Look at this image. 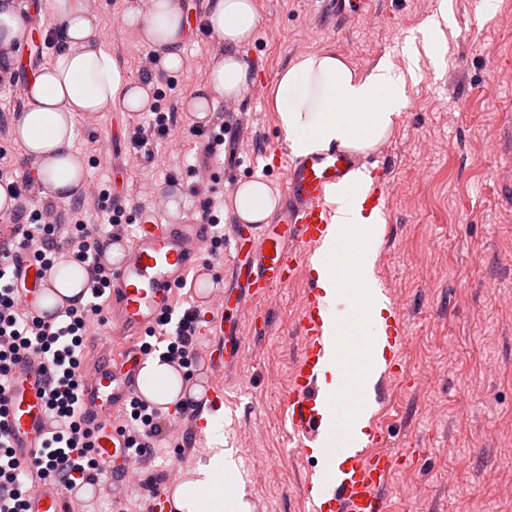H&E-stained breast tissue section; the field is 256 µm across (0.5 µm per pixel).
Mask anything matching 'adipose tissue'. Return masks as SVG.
Wrapping results in <instances>:
<instances>
[{"mask_svg": "<svg viewBox=\"0 0 512 512\" xmlns=\"http://www.w3.org/2000/svg\"><path fill=\"white\" fill-rule=\"evenodd\" d=\"M52 10L58 20L53 57L29 83L27 103L14 115L11 131L34 165L39 196L68 202L78 197L85 183V164L74 149L79 119L115 104L131 113L142 112L151 97L148 86L132 83L102 45L92 0H53ZM126 20L159 52L167 71L181 69L187 21L173 0H150L147 11H129ZM258 22L254 0H208L206 28L224 51L187 100V110L196 120H207L219 103L239 99L249 90L251 71L241 50L253 38ZM26 33L19 0H0V70L14 72V46ZM407 103L406 78L392 63L384 61L361 73L333 52L300 57L282 71L275 91L280 127L298 156L333 146L370 150L389 133ZM330 201L341 240L329 242L326 252L336 255L339 268L321 270L318 284L329 297L352 296L366 304L372 321L369 333L378 335L384 305L375 301L367 286L364 260L373 228L358 216L346 189L334 190ZM277 203L259 180L240 184L233 201L235 215L244 224L267 221ZM138 387L165 408L185 398L181 372L157 355L144 362ZM199 412L208 422L213 447L171 488L175 512H246L241 493L230 485L236 463L231 451L222 447L224 426L207 407Z\"/></svg>", "mask_w": 512, "mask_h": 512, "instance_id": "ef3b65f1", "label": "adipose tissue"}]
</instances>
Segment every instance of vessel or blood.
<instances>
[{
    "mask_svg": "<svg viewBox=\"0 0 512 512\" xmlns=\"http://www.w3.org/2000/svg\"><path fill=\"white\" fill-rule=\"evenodd\" d=\"M376 0H322V10L342 22L375 11ZM369 159L354 150L331 148L293 159L285 171L286 202L275 217L251 225L256 241V273L252 295L286 284L292 274L295 251L307 253L306 267L320 261L319 248L332 232L331 191L349 189L362 217L384 210L386 178L378 172L367 185L352 183V173L369 166ZM133 236L120 246V257L98 255L110 275L109 318L130 337L111 360L86 368L82 415L93 429V446L101 459L121 462L123 438L112 430V410L137 394L142 355L134 340L158 326L173 308V294L187 279L210 276L198 248L204 226L187 216L171 221L156 210L136 211ZM228 228L229 240L244 230ZM21 225H12L0 238L21 290V300L35 316L44 317L42 299L51 287V273L34 261L22 245ZM349 313L327 300L322 288H307L302 302L301 331L305 339L291 378L290 425L296 446L305 455L319 454L335 461L326 471H311L305 485L311 512H387V477L390 455L379 452L381 430L374 409L383 404L398 351L405 341L401 319L384 327L380 360L365 358L364 337L352 329ZM48 380L39 361L17 367L9 382L8 410L4 417L18 459H29L48 431V410L42 390ZM345 417L348 428L337 425ZM61 483L40 484L28 500V512H72L79 488Z\"/></svg>",
    "mask_w": 512,
    "mask_h": 512,
    "instance_id": "1",
    "label": "vessel or blood"
}]
</instances>
